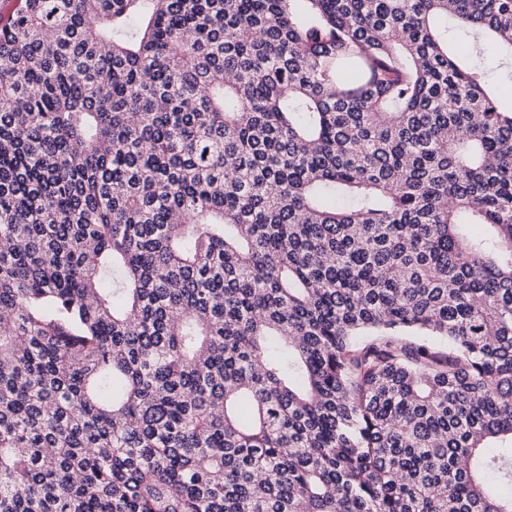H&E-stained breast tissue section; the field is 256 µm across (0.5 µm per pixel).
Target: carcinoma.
I'll use <instances>...</instances> for the list:
<instances>
[{"mask_svg":"<svg viewBox=\"0 0 512 512\" xmlns=\"http://www.w3.org/2000/svg\"><path fill=\"white\" fill-rule=\"evenodd\" d=\"M512 0H17L0 512H512ZM475 66L481 69L485 78L493 81L504 90V97L500 98L501 106L505 109L509 108L511 98H509L508 88L510 87V65L500 57L494 46L483 43L474 57Z\"/></svg>","mask_w":512,"mask_h":512,"instance_id":"cac0c4a2","label":"carcinoma"}]
</instances>
